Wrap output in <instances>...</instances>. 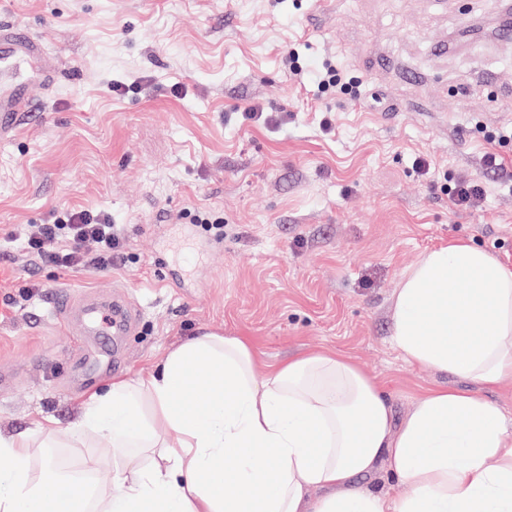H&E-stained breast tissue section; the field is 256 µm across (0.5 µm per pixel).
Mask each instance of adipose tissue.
<instances>
[{
  "mask_svg": "<svg viewBox=\"0 0 512 512\" xmlns=\"http://www.w3.org/2000/svg\"><path fill=\"white\" fill-rule=\"evenodd\" d=\"M390 341L412 365L476 391L436 387L394 421L376 382L340 354H300L254 376L241 338L200 334L144 377L91 394L65 442L116 450L112 492L88 490L98 462L63 467L34 448L52 429L0 435V512H57L50 476L75 489L71 512H512V421L484 393L512 378V268L451 243L426 253L396 292ZM165 420L176 444L151 422ZM385 471L395 500L355 479Z\"/></svg>",
  "mask_w": 512,
  "mask_h": 512,
  "instance_id": "obj_1",
  "label": "adipose tissue"
}]
</instances>
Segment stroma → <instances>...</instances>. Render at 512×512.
I'll use <instances>...</instances> for the list:
<instances>
[{
  "instance_id": "obj_1",
  "label": "stroma",
  "mask_w": 512,
  "mask_h": 512,
  "mask_svg": "<svg viewBox=\"0 0 512 512\" xmlns=\"http://www.w3.org/2000/svg\"><path fill=\"white\" fill-rule=\"evenodd\" d=\"M499 0H0V433L74 420L94 387L144 376L202 332L247 340L257 376L308 350L343 353L395 419L428 389L470 381L391 346L401 278L466 241L512 267V41ZM299 55L300 68L283 60ZM338 65L359 99L319 93ZM123 83L113 93V83ZM272 114L243 124L248 108ZM331 130H324V119ZM430 164L421 172L416 158ZM482 182L473 208L455 183ZM107 211L129 259L68 269L22 247L64 209ZM220 217L195 247L181 230ZM128 287L138 312L122 365L80 381L88 341L52 313Z\"/></svg>"
}]
</instances>
